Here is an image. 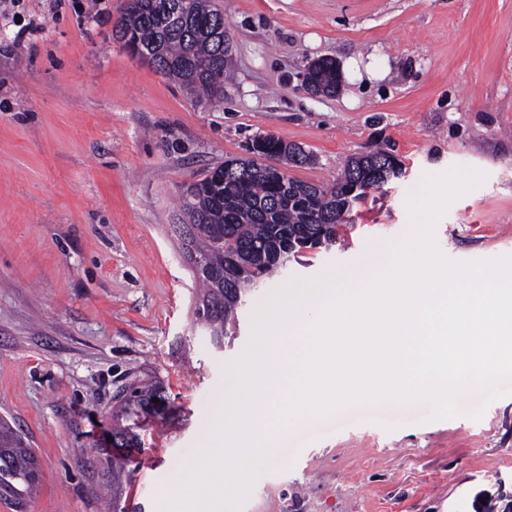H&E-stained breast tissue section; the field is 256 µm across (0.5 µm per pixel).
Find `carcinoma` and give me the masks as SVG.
Here are the masks:
<instances>
[{
	"label": "carcinoma",
	"mask_w": 512,
	"mask_h": 512,
	"mask_svg": "<svg viewBox=\"0 0 512 512\" xmlns=\"http://www.w3.org/2000/svg\"><path fill=\"white\" fill-rule=\"evenodd\" d=\"M224 13L212 0H195L190 16L171 19L151 7V0L128 8L118 37L125 43H153L156 69L195 96L217 98L224 89ZM336 61L312 62L305 83L316 94L336 92ZM247 158H232L186 185L181 209L189 223L178 225L187 255L203 266L194 270L200 286L195 316L210 336L220 341L235 333V313L249 290L278 269L298 260L304 249L336 245L338 230L350 222L353 206L374 190L404 174L402 161L378 148L346 163L336 182L313 185L288 177L281 164L302 165L310 155L271 135L258 136L246 148ZM162 389L151 380L132 385L119 399L116 416L125 420L147 412ZM131 425L118 424L112 438L133 448L138 435ZM127 457L112 458V508L121 496L117 482L130 466ZM39 482L37 457L25 439L0 421V496L22 498Z\"/></svg>",
	"instance_id": "carcinoma-1"
}]
</instances>
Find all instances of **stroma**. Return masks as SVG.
<instances>
[{"mask_svg":"<svg viewBox=\"0 0 512 512\" xmlns=\"http://www.w3.org/2000/svg\"><path fill=\"white\" fill-rule=\"evenodd\" d=\"M232 78L196 100L133 57L122 0H0V417L40 467L26 512H112L118 393L157 381L123 512H165L170 481L209 434L224 364L253 312L289 279L314 282L402 242L426 177L482 172L434 230L461 263L512 256V0H215ZM339 90L304 86L312 61ZM274 134L309 151L289 177L332 182L345 160L393 149L406 174L371 194L336 246L303 252L237 313L223 348L196 324L176 231L184 185ZM437 419L425 399L352 404L280 437L241 512H485L512 494V395ZM339 71L336 61L322 58L312 62L305 74V83L315 94L329 95L336 92Z\"/></svg>","mask_w":512,"mask_h":512,"instance_id":"stroma-1","label":"stroma"}]
</instances>
